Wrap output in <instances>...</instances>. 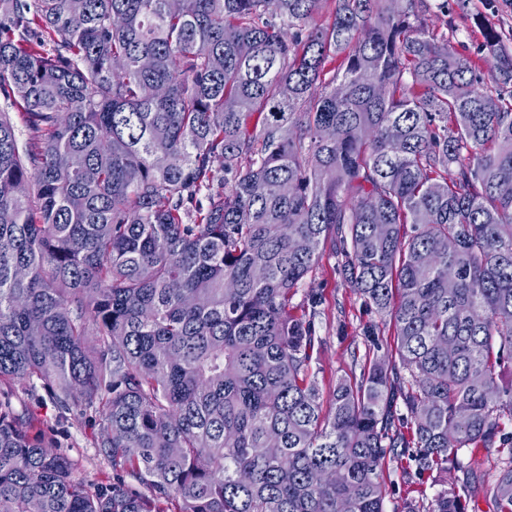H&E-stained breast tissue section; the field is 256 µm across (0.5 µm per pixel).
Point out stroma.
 <instances>
[{
	"label": "stroma",
	"mask_w": 512,
	"mask_h": 512,
	"mask_svg": "<svg viewBox=\"0 0 512 512\" xmlns=\"http://www.w3.org/2000/svg\"><path fill=\"white\" fill-rule=\"evenodd\" d=\"M494 23L512 47V0H448L447 13H431V27L447 29L454 48L471 60H480L482 36L475 23L476 16ZM307 287L319 289L324 295L322 312L315 320V331L324 345L314 362L321 388H328L338 377L354 369V356H365L368 346L363 335L366 325L373 324L384 343H392L390 325L362 306L360 299L345 288L342 275L334 261L322 259L306 280ZM0 402L8 404L16 415L33 424V432L44 438L52 448L72 463L75 475L93 485L110 479L112 467L90 445L93 428L87 419H75L53 403L43 385L22 388L0 384ZM384 477L390 495L386 512H403L405 504H413L415 512H429L441 485L428 477L409 473L403 463L389 460L384 464Z\"/></svg>",
	"instance_id": "1"
}]
</instances>
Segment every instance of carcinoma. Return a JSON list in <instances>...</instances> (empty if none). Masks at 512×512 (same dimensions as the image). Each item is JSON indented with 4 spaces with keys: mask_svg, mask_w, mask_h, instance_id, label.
Masks as SVG:
<instances>
[{
    "mask_svg": "<svg viewBox=\"0 0 512 512\" xmlns=\"http://www.w3.org/2000/svg\"><path fill=\"white\" fill-rule=\"evenodd\" d=\"M332 2L0 0V382L112 465L0 406V512H385L387 458L512 512V51ZM325 256L394 341L323 392ZM0 402H6L24 420L32 421V433L65 455L73 464L75 475L86 484L112 481V466L90 445L93 428L88 422L89 411L80 420L73 413H64L49 399L41 382L33 389L0 384ZM496 450V448H478L474 452L472 467L478 476L484 474L486 477H491L494 474L498 458Z\"/></svg>",
    "mask_w": 512,
    "mask_h": 512,
    "instance_id": "cac0c4a2",
    "label": "carcinoma"
}]
</instances>
